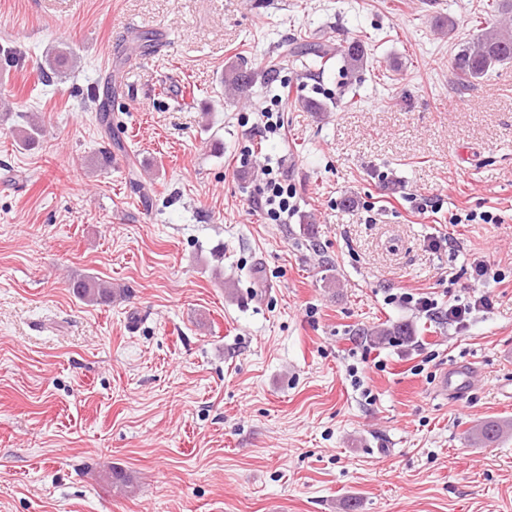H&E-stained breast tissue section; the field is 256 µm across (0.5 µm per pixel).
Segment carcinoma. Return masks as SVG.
Here are the masks:
<instances>
[{"mask_svg":"<svg viewBox=\"0 0 512 512\" xmlns=\"http://www.w3.org/2000/svg\"><path fill=\"white\" fill-rule=\"evenodd\" d=\"M489 12L497 19L485 22L478 33L469 41L458 45L457 51L450 60V70L461 84H472L483 78L489 71L498 66L512 63V0H489ZM289 54H299L310 57L315 63L326 64L334 55L343 60L345 70L357 72L363 69L367 60L364 42L356 39L347 46L334 50L325 44L306 42L298 47L285 48ZM47 68L41 69L44 82H50L52 77L68 70L74 64L73 52L66 48L57 51L54 56L46 59ZM255 73L241 66L230 68L224 77V90L230 95L244 93L254 82ZM42 135L38 122H29V128L21 130L16 135L17 142L22 145L35 143ZM76 297L88 305H108L112 298L120 294V290L112 288V284L102 281L95 276L85 275L70 282ZM409 328L403 324L393 325L371 331L370 337L375 342H381L388 336H406ZM507 431V425L497 422H486L478 425L469 434L473 441L491 443L502 438ZM106 480L116 488L132 486L131 478L121 469L109 468L105 473Z\"/></svg>","mask_w":512,"mask_h":512,"instance_id":"carcinoma-1","label":"carcinoma"}]
</instances>
